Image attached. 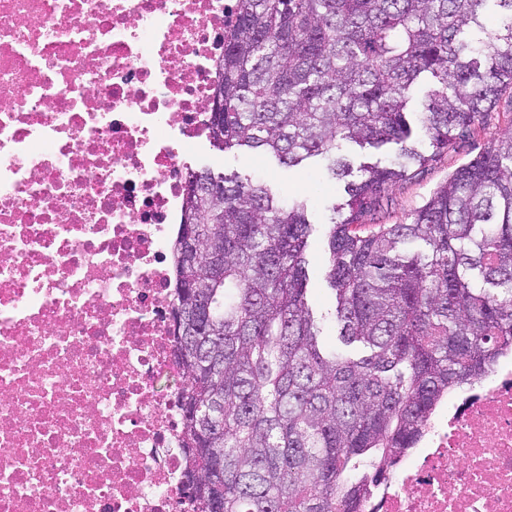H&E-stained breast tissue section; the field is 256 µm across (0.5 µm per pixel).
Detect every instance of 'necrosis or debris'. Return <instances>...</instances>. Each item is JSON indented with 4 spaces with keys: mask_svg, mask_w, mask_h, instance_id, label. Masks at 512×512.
<instances>
[{
    "mask_svg": "<svg viewBox=\"0 0 512 512\" xmlns=\"http://www.w3.org/2000/svg\"><path fill=\"white\" fill-rule=\"evenodd\" d=\"M238 0H0V512H192L169 262ZM362 512H512V354Z\"/></svg>",
    "mask_w": 512,
    "mask_h": 512,
    "instance_id": "1",
    "label": "necrosis or debris"
}]
</instances>
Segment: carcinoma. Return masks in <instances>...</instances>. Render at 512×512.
Masks as SVG:
<instances>
[{
	"instance_id": "obj_1",
	"label": "carcinoma",
	"mask_w": 512,
	"mask_h": 512,
	"mask_svg": "<svg viewBox=\"0 0 512 512\" xmlns=\"http://www.w3.org/2000/svg\"><path fill=\"white\" fill-rule=\"evenodd\" d=\"M492 8L494 31L468 39ZM218 83L210 137L226 149L288 168L321 156L338 179L353 172L344 142L393 154L360 166L332 207L336 344L307 302L306 204L188 172L224 191L215 207L185 198L175 244L195 512H361L448 392L512 352L511 131L405 221L376 222L396 183L479 136L512 90V0H238Z\"/></svg>"
}]
</instances>
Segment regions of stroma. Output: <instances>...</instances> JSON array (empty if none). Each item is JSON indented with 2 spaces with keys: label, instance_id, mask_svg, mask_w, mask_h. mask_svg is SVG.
<instances>
[{
  "label": "stroma",
  "instance_id": "35a3bbf8",
  "mask_svg": "<svg viewBox=\"0 0 512 512\" xmlns=\"http://www.w3.org/2000/svg\"><path fill=\"white\" fill-rule=\"evenodd\" d=\"M512 129V96L505 94L487 118L484 132L475 143H464L438 156L417 178L397 183L392 192L394 204L383 223L401 222L405 215L422 205L429 195L460 165L472 159L484 144ZM190 166L226 175L264 180L282 197L305 199L311 206L315 230L307 249L308 303L321 322L326 340H335L337 328L332 320L334 298L325 280L326 230L328 208L343 195L344 184L327 177L320 162L312 160L301 167H285L272 156L258 155L246 148L224 149L213 141L196 148Z\"/></svg>",
  "mask_w": 512,
  "mask_h": 512
}]
</instances>
